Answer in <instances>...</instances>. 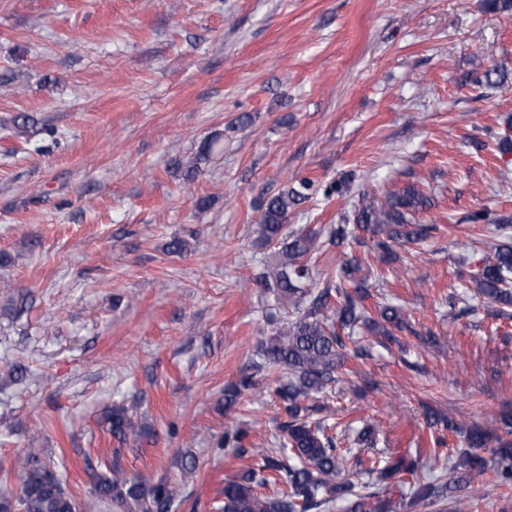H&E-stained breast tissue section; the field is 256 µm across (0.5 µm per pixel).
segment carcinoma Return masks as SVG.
<instances>
[{"instance_id": "1", "label": "carcinoma", "mask_w": 512, "mask_h": 512, "mask_svg": "<svg viewBox=\"0 0 512 512\" xmlns=\"http://www.w3.org/2000/svg\"><path fill=\"white\" fill-rule=\"evenodd\" d=\"M315 183L300 178L261 204L258 224L260 246L275 247L274 262L265 266L256 276L257 284L271 294L277 304L291 303L300 310L294 321H285L267 338L260 341L258 354L262 362L258 369L283 368L286 376H276L268 389L280 400L285 421L280 424V445L291 455L281 451L265 456L259 469H250L224 482L222 512H311L336 499L350 500L346 512H403L420 505L438 507V512L449 508L452 512H466L465 499L457 492L486 473L487 461L476 453L488 447L491 434L482 427L465 420L436 417L439 430L456 435L465 447L459 450L457 460L448 473L418 485L409 501L390 498L375 499L373 493L356 491V484L343 479L345 473L357 476L379 474L383 479H396L403 474L419 472V462L404 456L382 469L378 462L363 459L352 451L374 448L377 430L365 423L347 435L348 447L339 446L338 439L328 428L306 419L316 410L307 403L316 394L336 381V373L344 365L347 344L357 325L362 324L389 342L398 339L393 330L414 332L402 309L382 304L371 313L364 302L368 296V276L361 274L362 260L355 254L347 256L340 271L348 286L331 304L333 287L316 288L313 272L306 258L323 242L340 246L348 240L360 242L356 231L370 235L376 258L387 263L396 258L395 248L419 243L427 239L434 225L419 224L415 215L430 206V198L413 184L384 199H371L355 211L353 224H332L328 234L316 230L289 229L290 211L306 201ZM473 225H481L497 232L508 229L512 218L479 209L469 216ZM512 243L502 241L481 259L480 270L472 280V291L449 296V304H464L477 299L503 308L512 306ZM255 387L254 375L243 374L224 388V412L235 409L242 395ZM108 431L119 444L137 441L146 431L137 426L122 409H114L106 417ZM248 428L238 426L224 432L223 447L232 448L238 456L246 453L244 441ZM354 455V466H349V455ZM496 458L494 476L502 485L512 484V442L499 441L493 449ZM21 491L13 496L0 492V512H80L75 497L63 487L62 480L53 471V465L42 461L39 449L31 448L18 462ZM86 469L93 480V494L86 508L94 510L104 503L119 512H171L176 498L175 490L165 483L149 484L129 478L121 470L118 460H86ZM282 486L276 495H264L258 488L269 481Z\"/></svg>"}]
</instances>
